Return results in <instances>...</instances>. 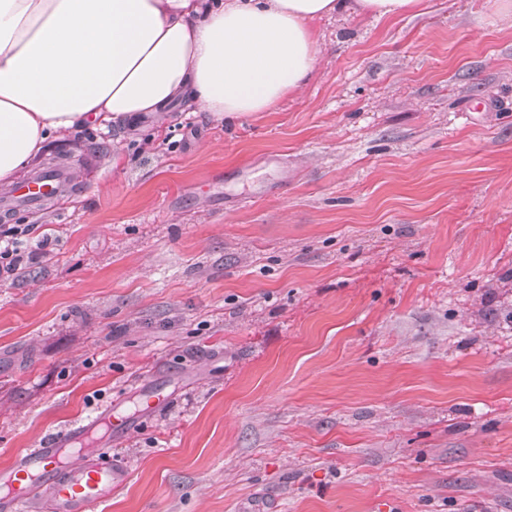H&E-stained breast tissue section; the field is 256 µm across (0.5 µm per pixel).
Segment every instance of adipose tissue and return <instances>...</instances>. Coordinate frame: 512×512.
<instances>
[{
  "mask_svg": "<svg viewBox=\"0 0 512 512\" xmlns=\"http://www.w3.org/2000/svg\"><path fill=\"white\" fill-rule=\"evenodd\" d=\"M418 0H0V189L53 139L170 106L230 123L302 94L318 62L314 20L389 19Z\"/></svg>",
  "mask_w": 512,
  "mask_h": 512,
  "instance_id": "obj_1",
  "label": "adipose tissue"
}]
</instances>
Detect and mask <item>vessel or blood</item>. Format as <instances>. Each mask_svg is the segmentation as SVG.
Returning <instances> with one entry per match:
<instances>
[{"instance_id": "vessel-or-blood-1", "label": "vessel or blood", "mask_w": 512, "mask_h": 512, "mask_svg": "<svg viewBox=\"0 0 512 512\" xmlns=\"http://www.w3.org/2000/svg\"><path fill=\"white\" fill-rule=\"evenodd\" d=\"M71 189L69 173L61 168L40 169L8 192L0 194V217L34 213L46 203L62 200ZM77 423L34 448L19 449L0 469V512H20L35 503L41 512H96L130 477L103 448L94 460L67 461L65 446L85 432Z\"/></svg>"}]
</instances>
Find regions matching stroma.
Returning a JSON list of instances; mask_svg holds the SVG:
<instances>
[{"mask_svg": "<svg viewBox=\"0 0 512 512\" xmlns=\"http://www.w3.org/2000/svg\"><path fill=\"white\" fill-rule=\"evenodd\" d=\"M315 28L276 111L46 144L84 182L13 218L0 468L115 402L103 512H512V0Z\"/></svg>", "mask_w": 512, "mask_h": 512, "instance_id": "35a3bbf8", "label": "stroma"}]
</instances>
